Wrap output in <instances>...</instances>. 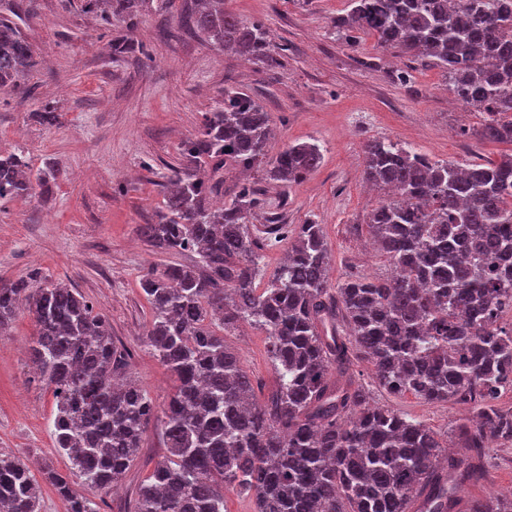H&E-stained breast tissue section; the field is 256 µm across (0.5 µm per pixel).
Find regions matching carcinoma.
<instances>
[{
	"instance_id": "carcinoma-1",
	"label": "carcinoma",
	"mask_w": 512,
	"mask_h": 512,
	"mask_svg": "<svg viewBox=\"0 0 512 512\" xmlns=\"http://www.w3.org/2000/svg\"><path fill=\"white\" fill-rule=\"evenodd\" d=\"M183 26L219 46L278 62L280 48L260 23L224 10V0H185ZM512 0H350L338 30L427 59L448 89L484 115L482 136L512 142ZM170 0H84V10L131 27L148 7ZM37 49L0 20V90L26 98L19 76L37 69ZM271 113L237 88L204 113L180 144L164 205L141 233L164 253L193 251L200 265H168L140 280L150 306L146 343L177 385L163 416L147 392L121 379L124 355L108 318L62 283L0 286V332L25 309L36 326L28 348L39 381L54 397L55 447L84 487L118 482L143 433L158 420L167 455L143 481L133 512H224V484L255 498V512H451L463 483L484 474L493 438L512 441V156L465 167L434 161L386 139L365 144V180L382 194L367 226L391 265L384 278L355 277L333 289L322 226L288 229L269 219L265 234L288 240L266 287L256 285L259 245L248 224L259 189L244 182L230 199L224 166L260 168L265 179L299 183L321 163L314 143L270 154ZM62 171L33 169L25 151L0 153V202L48 201ZM241 321L266 333L276 390L257 402L223 331ZM375 369L392 395L467 405L458 428L470 462H439L442 445L426 424L372 403L352 381L353 361ZM51 482L68 512H97L69 476ZM41 488L29 466L0 455V512H39ZM473 512H512L496 498Z\"/></svg>"
}]
</instances>
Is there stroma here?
I'll return each mask as SVG.
<instances>
[{
  "mask_svg": "<svg viewBox=\"0 0 512 512\" xmlns=\"http://www.w3.org/2000/svg\"><path fill=\"white\" fill-rule=\"evenodd\" d=\"M82 3L32 0V15L17 20L38 47L41 65L23 78L34 99L0 91V151L25 150L33 168L51 163L62 175L49 201L33 196L0 204V283L34 278L75 288L108 317L114 340L129 353L126 377L148 392L157 410L165 409L175 379L144 341L150 313L139 282L150 270L193 266L200 257L159 252L139 227L162 205L161 184L178 162L180 142L198 133L225 88L242 89L270 112L274 149L320 146L322 162L303 181L266 185V211L281 213L288 225L309 219L322 225L334 287L352 276L390 273L384 256L362 248L380 199L363 179L368 140L388 139L457 165L512 155L511 142L479 136L480 112L449 105L439 68L382 47L374 35L350 41L337 33L332 21L349 11V0H225L228 12L262 23L283 48L273 69L222 49L204 33H185L180 0L166 13L143 12L131 28L103 25ZM116 41L127 42L128 52L114 55ZM399 71L410 73V83L393 81ZM41 101L55 105V126L39 123ZM34 335L24 313L0 332V454L30 466L41 487V512H67L47 478L69 472L71 462L54 446V400L28 359ZM224 341L258 401L267 400L277 376L264 330L241 322ZM353 379L376 404L429 425L446 444H456L458 425L472 416L452 401L388 394L364 360ZM166 453L161 426L151 423L117 487L91 492L97 512H130L138 487ZM486 470L485 480L461 488L457 512L512 491V442L492 443Z\"/></svg>",
  "mask_w": 512,
  "mask_h": 512,
  "instance_id": "35a3bbf8",
  "label": "stroma"
}]
</instances>
